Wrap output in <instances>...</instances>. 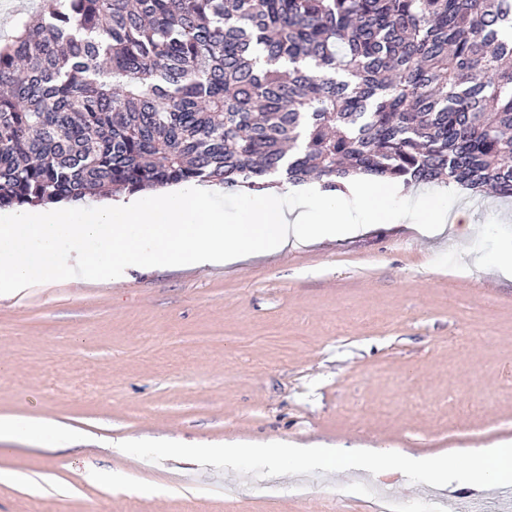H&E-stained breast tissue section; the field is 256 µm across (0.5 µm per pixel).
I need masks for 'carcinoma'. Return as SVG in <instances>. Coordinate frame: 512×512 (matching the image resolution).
Segmentation results:
<instances>
[{
  "instance_id": "cac0c4a2",
  "label": "carcinoma",
  "mask_w": 512,
  "mask_h": 512,
  "mask_svg": "<svg viewBox=\"0 0 512 512\" xmlns=\"http://www.w3.org/2000/svg\"><path fill=\"white\" fill-rule=\"evenodd\" d=\"M0 43V208L359 177L512 198V0H47Z\"/></svg>"
}]
</instances>
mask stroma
Wrapping results in <instances>:
<instances>
[{
  "label": "stroma",
  "mask_w": 512,
  "mask_h": 512,
  "mask_svg": "<svg viewBox=\"0 0 512 512\" xmlns=\"http://www.w3.org/2000/svg\"><path fill=\"white\" fill-rule=\"evenodd\" d=\"M471 240L408 224L211 268L140 265L116 281H34L0 296V415L56 432L0 439V512H461L462 483L401 472L259 478L119 440L325 441L404 455L512 439V280L473 256L512 232V199L472 197ZM343 492L342 500L332 497Z\"/></svg>",
  "instance_id": "35a3bbf8"
}]
</instances>
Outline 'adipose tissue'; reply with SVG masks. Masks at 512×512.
Returning <instances> with one entry per match:
<instances>
[{
  "mask_svg": "<svg viewBox=\"0 0 512 512\" xmlns=\"http://www.w3.org/2000/svg\"><path fill=\"white\" fill-rule=\"evenodd\" d=\"M217 192L211 185L191 184L156 199L126 193L88 208L62 201L35 212L1 211L0 288L74 274L93 278L140 264L203 267L348 235L362 224H414L426 236L449 228L464 237L473 228L468 193L455 185L447 199L417 196L407 207L399 181L358 180L333 196L309 186L290 211L277 194L244 192L230 220L211 203Z\"/></svg>",
  "mask_w": 512,
  "mask_h": 512,
  "instance_id": "obj_1",
  "label": "adipose tissue"
}]
</instances>
